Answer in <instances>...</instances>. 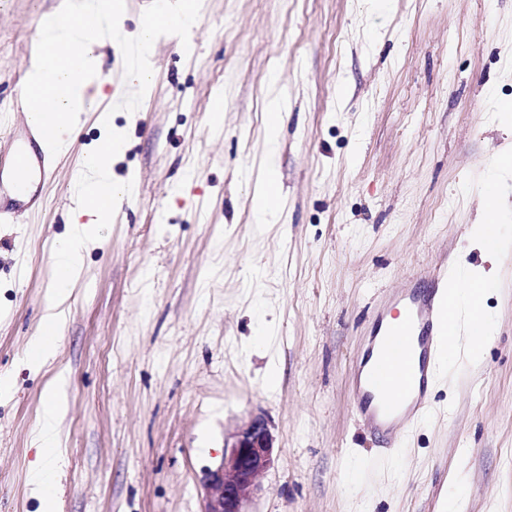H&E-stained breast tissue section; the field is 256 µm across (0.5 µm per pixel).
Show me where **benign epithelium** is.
Listing matches in <instances>:
<instances>
[{
  "mask_svg": "<svg viewBox=\"0 0 512 512\" xmlns=\"http://www.w3.org/2000/svg\"><path fill=\"white\" fill-rule=\"evenodd\" d=\"M277 458L268 418L250 417L224 447L220 466L209 475L204 512H247L246 504L261 490L260 477Z\"/></svg>",
  "mask_w": 512,
  "mask_h": 512,
  "instance_id": "obj_1",
  "label": "benign epithelium"
}]
</instances>
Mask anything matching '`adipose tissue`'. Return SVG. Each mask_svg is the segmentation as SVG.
I'll return each instance as SVG.
<instances>
[{"label": "adipose tissue", "instance_id": "1", "mask_svg": "<svg viewBox=\"0 0 512 512\" xmlns=\"http://www.w3.org/2000/svg\"><path fill=\"white\" fill-rule=\"evenodd\" d=\"M119 0H61L56 15L51 16L43 28L46 45L67 46L63 59L51 55L35 60L29 73V86L35 97L30 117L39 120L41 104L50 101L55 109L53 120L56 148H64V135L68 125L84 112L97 109L103 85L99 44L94 36L106 19L118 13ZM195 22L193 0H156L148 21L141 27L137 38V59L131 60L127 72L130 83L146 86L152 83L153 73L143 61L155 37L161 31H183ZM125 139L121 134L106 135L98 148L84 158L85 172L74 182L80 206L69 234L58 241L55 264L60 271L51 283V292L66 298L73 288V275L80 270L85 254L94 244L102 224L112 213V202L130 190L128 183L114 180L112 158L122 153ZM110 186V198H102L101 186ZM57 413V387L48 384L43 396V419L36 440L47 451L41 463L35 465L29 481L40 493V512H59L55 494L48 487V470L54 456L50 449L54 443V420Z\"/></svg>", "mask_w": 512, "mask_h": 512}]
</instances>
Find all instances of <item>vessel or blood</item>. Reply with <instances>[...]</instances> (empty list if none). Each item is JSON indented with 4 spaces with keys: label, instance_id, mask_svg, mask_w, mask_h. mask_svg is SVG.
Returning a JSON list of instances; mask_svg holds the SVG:
<instances>
[{
    "label": "vessel or blood",
    "instance_id": "1",
    "mask_svg": "<svg viewBox=\"0 0 512 512\" xmlns=\"http://www.w3.org/2000/svg\"><path fill=\"white\" fill-rule=\"evenodd\" d=\"M51 139L50 127L44 124L26 131L24 141L13 151L0 152V171L10 170L18 193L11 210L0 209V219H13L38 206L40 198L31 185L53 175L52 160L41 149L42 143ZM398 304L406 312L404 321L390 334L372 338L375 362L369 370L357 371L353 380V405L359 421L393 442L430 407L434 352L454 311L447 292L424 294L408 288L389 297L387 306L376 313L377 322H384L390 307Z\"/></svg>",
    "mask_w": 512,
    "mask_h": 512
}]
</instances>
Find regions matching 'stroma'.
<instances>
[{"mask_svg":"<svg viewBox=\"0 0 512 512\" xmlns=\"http://www.w3.org/2000/svg\"><path fill=\"white\" fill-rule=\"evenodd\" d=\"M152 2L124 0L123 43L100 47L99 112L126 138L112 173L131 191L40 368L27 348L99 112L69 128L39 207L0 223V512L39 508L29 471L55 377L60 512H203L207 472L257 413L279 460L252 512H448L459 492L464 512H512V249L479 359L441 369L409 434L380 452L352 412L382 300L484 263L471 234L512 148V0H198L189 31L155 41L143 89L125 74ZM58 3L0 0V133ZM268 167L279 220L260 225L253 179Z\"/></svg>","mask_w":512,"mask_h":512,"instance_id":"35a3bbf8","label":"stroma"}]
</instances>
